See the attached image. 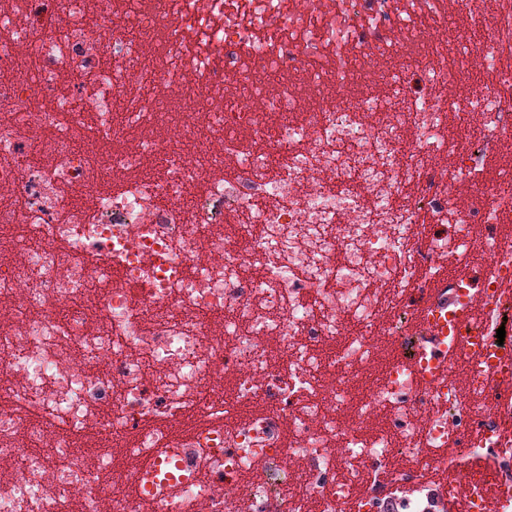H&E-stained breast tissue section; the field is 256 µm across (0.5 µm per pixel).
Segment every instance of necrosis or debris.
Wrapping results in <instances>:
<instances>
[{"instance_id":"1","label":"necrosis or debris","mask_w":512,"mask_h":512,"mask_svg":"<svg viewBox=\"0 0 512 512\" xmlns=\"http://www.w3.org/2000/svg\"><path fill=\"white\" fill-rule=\"evenodd\" d=\"M509 142L512 0H0V512H512Z\"/></svg>"}]
</instances>
